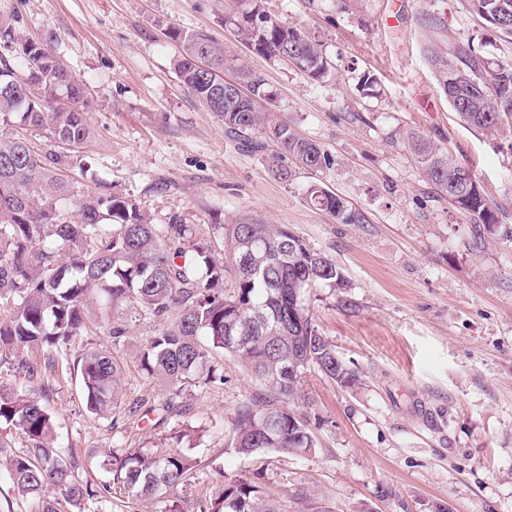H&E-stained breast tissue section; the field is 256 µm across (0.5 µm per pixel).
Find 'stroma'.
Returning a JSON list of instances; mask_svg holds the SVG:
<instances>
[{
  "label": "stroma",
  "instance_id": "1",
  "mask_svg": "<svg viewBox=\"0 0 512 512\" xmlns=\"http://www.w3.org/2000/svg\"><path fill=\"white\" fill-rule=\"evenodd\" d=\"M248 0H0L28 37L48 40L84 83L93 129L63 151L47 130L26 132L43 154H60L74 198L107 186L135 199L154 223L181 215L216 248L223 225L244 215L285 224L333 258L343 288H319L309 313L338 355L359 370L344 391L318 372L306 388L335 426L312 455H237L230 446L237 404L253 391L243 366L224 360V383L198 388L189 423L207 431L190 454L185 488L208 500L222 482L260 471L263 490L287 505L305 488L315 512H512V243L476 239L414 161L407 132L446 147L482 185L500 223L512 228V138L462 123L439 87L430 49L457 42L512 64V40L469 13L464 0H271L269 10L320 44L319 81L254 54L224 22ZM202 34L260 73L276 94L275 115L314 141L330 164L274 179L262 158L229 136L216 113L180 83V46L170 30ZM325 185L360 215L342 224L306 197ZM44 403L58 443L99 481L102 457L120 448L175 445L173 423L134 412L162 401L136 369L124 378L115 421L86 411L76 376L51 380Z\"/></svg>",
  "mask_w": 512,
  "mask_h": 512
}]
</instances>
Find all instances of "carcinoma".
<instances>
[{
	"label": "carcinoma",
	"instance_id": "obj_1",
	"mask_svg": "<svg viewBox=\"0 0 512 512\" xmlns=\"http://www.w3.org/2000/svg\"><path fill=\"white\" fill-rule=\"evenodd\" d=\"M250 0L236 27L240 40L269 60L292 64L313 80L327 72L320 44L281 22ZM468 9L495 32L512 38V0H466ZM182 51L173 60L180 82L224 128L248 142L268 171L282 181L294 168L319 171L329 165L320 147L295 135L267 105L274 94L264 80L224 47L179 30L170 33ZM0 41L14 47L17 60L0 55V125L47 129L71 149L92 135L79 103L84 84L72 78L51 46L25 37L16 17L0 18ZM439 84L461 120L492 134L512 136V65L492 68L470 44H459L443 59L433 58ZM226 69L239 72L247 92L217 85ZM408 144L432 184L468 215L480 231L501 227L482 186L468 167L427 138L410 133ZM58 156L37 153L22 135L0 133V364L23 349L39 353L21 362L28 378L57 376L67 369L82 337L107 333V344L85 347L74 360L87 411L115 420L123 365L116 353L128 323L150 316L158 323L138 354V367L163 392L165 423L185 414L192 389L224 384L226 356L236 358L255 391L234 411L231 447L241 456L260 452L310 454L318 433L333 420L315 403L304 383L316 370L337 386L352 389L359 374L337 355L309 315L306 296L317 287L336 288L345 276L336 262L285 224L244 216L222 226L229 245L222 257L195 224L174 216L155 224L137 201L110 191L70 201L69 187L54 173ZM309 201L342 224L359 214L321 184L307 190ZM47 386L0 388V465L12 490L31 500L36 512H59L53 488L70 504L101 499L117 488L132 498L156 500L183 489L194 467L181 449L130 448L104 457L109 481L97 485L81 474V463L56 443L57 422L42 403ZM23 435L16 451L11 433ZM199 512H285L261 494L251 478L220 485Z\"/></svg>",
	"mask_w": 512,
	"mask_h": 512
}]
</instances>
